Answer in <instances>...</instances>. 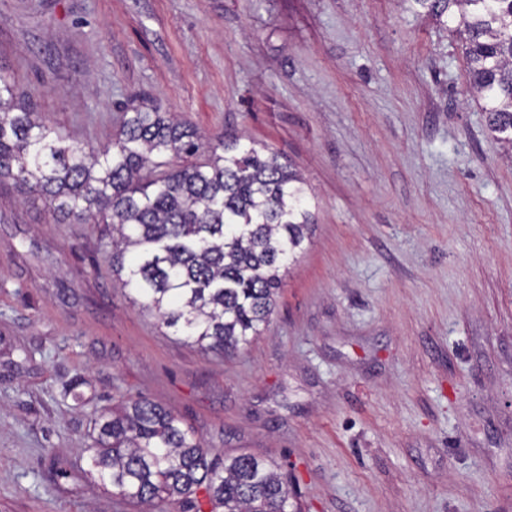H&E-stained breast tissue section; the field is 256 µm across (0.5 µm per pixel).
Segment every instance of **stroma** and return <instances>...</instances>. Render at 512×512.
I'll return each instance as SVG.
<instances>
[{"label":"stroma","instance_id":"1","mask_svg":"<svg viewBox=\"0 0 512 512\" xmlns=\"http://www.w3.org/2000/svg\"><path fill=\"white\" fill-rule=\"evenodd\" d=\"M0 70L74 141L155 104L279 152L315 204L268 328L221 355L1 183L0 512H178L85 474L91 412L138 396L279 462L302 512H512V159L457 34L399 0H0Z\"/></svg>","mask_w":512,"mask_h":512}]
</instances>
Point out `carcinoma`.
Instances as JSON below:
<instances>
[{
    "label": "carcinoma",
    "instance_id": "cac0c4a2",
    "mask_svg": "<svg viewBox=\"0 0 512 512\" xmlns=\"http://www.w3.org/2000/svg\"><path fill=\"white\" fill-rule=\"evenodd\" d=\"M407 2L438 25L456 23L470 96L512 152V0ZM5 180L55 216L108 225L112 274L130 301L210 352H235L270 324L313 224L303 179L275 152L213 139L158 106L123 113L110 146L75 143L21 106L16 78L0 72ZM91 417L89 474L125 500L176 502L181 512H301L275 461L205 448L159 403L123 398Z\"/></svg>",
    "mask_w": 512,
    "mask_h": 512
}]
</instances>
